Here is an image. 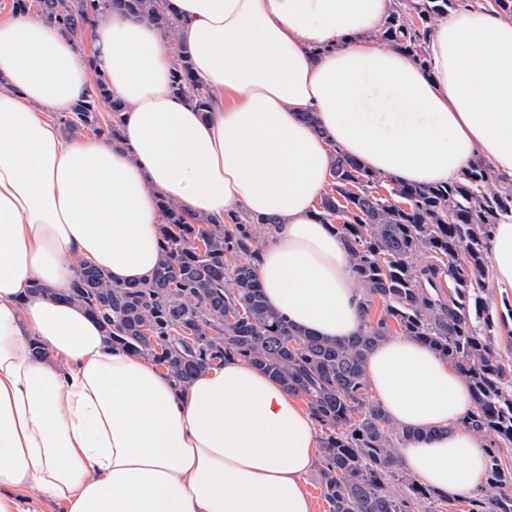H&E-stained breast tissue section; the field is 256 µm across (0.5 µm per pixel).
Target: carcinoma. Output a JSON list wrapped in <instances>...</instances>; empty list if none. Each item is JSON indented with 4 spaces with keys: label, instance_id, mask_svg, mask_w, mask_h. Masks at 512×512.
I'll return each instance as SVG.
<instances>
[{
    "label": "carcinoma",
    "instance_id": "carcinoma-1",
    "mask_svg": "<svg viewBox=\"0 0 512 512\" xmlns=\"http://www.w3.org/2000/svg\"><path fill=\"white\" fill-rule=\"evenodd\" d=\"M464 2L395 0L372 39L425 67L436 22ZM33 9L72 37L114 9L148 18L177 43L170 91L209 112V93L196 84L190 54L178 43L169 0H12L16 13ZM104 104L106 118L99 116ZM126 109L100 77L58 123L70 136L86 130L115 143ZM330 176L317 216L350 253L363 323L348 338L294 328L266 303L256 263L265 226L275 219L255 223L230 213L220 224L165 199L160 259L150 278L117 283L82 264L60 296L84 307L112 344L153 359L183 385L234 356L303 397L323 429L320 477L329 512H438L439 494L399 460V448L423 432L393 422L365 373L369 353L392 335L415 339L471 389L462 424L484 441L487 466L467 512H512V357L498 343L512 307L493 314L481 283L491 232L512 213V186L479 159L444 185L405 184L337 150Z\"/></svg>",
    "mask_w": 512,
    "mask_h": 512
}]
</instances>
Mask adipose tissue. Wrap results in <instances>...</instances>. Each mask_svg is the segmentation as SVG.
Segmentation results:
<instances>
[{"instance_id":"obj_1","label":"adipose tissue","mask_w":512,"mask_h":512,"mask_svg":"<svg viewBox=\"0 0 512 512\" xmlns=\"http://www.w3.org/2000/svg\"><path fill=\"white\" fill-rule=\"evenodd\" d=\"M170 2L205 115L170 92L173 47L149 21L96 19L85 52L41 15L0 14V512L45 497L63 512H314L318 428L297 396L232 357L179 386L54 295L82 262L150 276L160 199L277 219L257 264L268 304L341 339L362 316L349 251L316 216L334 150L403 183H448L476 159L512 176V18L448 15L424 68L372 39L392 0ZM100 76L128 105L117 145L51 118ZM490 251L489 280L511 295L512 214ZM365 372L395 423L423 433L402 465L442 496L471 493L486 457L462 424L466 380L405 336Z\"/></svg>"}]
</instances>
